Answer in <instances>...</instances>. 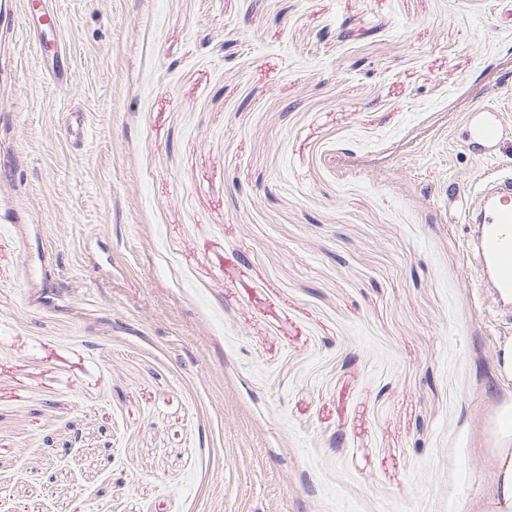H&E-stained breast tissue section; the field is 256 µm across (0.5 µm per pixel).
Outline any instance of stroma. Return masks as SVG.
<instances>
[{
	"label": "stroma",
	"instance_id": "1",
	"mask_svg": "<svg viewBox=\"0 0 512 512\" xmlns=\"http://www.w3.org/2000/svg\"><path fill=\"white\" fill-rule=\"evenodd\" d=\"M59 10L50 83L0 9V512H478L512 0ZM482 112H494L490 108H481ZM501 124L496 118L495 113L490 114L484 121L476 125L472 130V136L475 143L482 146L484 150L490 151L497 146L501 139ZM480 192V210L465 212V222L477 228L473 249L478 271L491 288H512V177H495Z\"/></svg>",
	"mask_w": 512,
	"mask_h": 512
}]
</instances>
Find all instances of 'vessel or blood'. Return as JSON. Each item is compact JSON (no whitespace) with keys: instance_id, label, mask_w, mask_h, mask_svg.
Returning a JSON list of instances; mask_svg holds the SVG:
<instances>
[{"instance_id":"obj_1","label":"vessel or blood","mask_w":512,"mask_h":512,"mask_svg":"<svg viewBox=\"0 0 512 512\" xmlns=\"http://www.w3.org/2000/svg\"><path fill=\"white\" fill-rule=\"evenodd\" d=\"M501 125L489 116L472 130L475 142L492 150L501 139ZM475 225L474 256L481 277L493 288H512V177H495L484 189L479 211H466Z\"/></svg>"}]
</instances>
